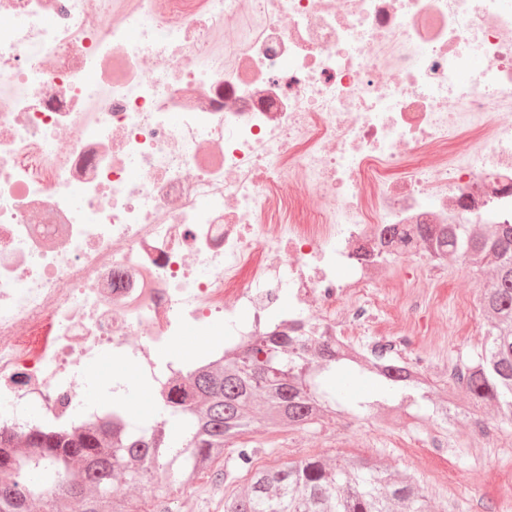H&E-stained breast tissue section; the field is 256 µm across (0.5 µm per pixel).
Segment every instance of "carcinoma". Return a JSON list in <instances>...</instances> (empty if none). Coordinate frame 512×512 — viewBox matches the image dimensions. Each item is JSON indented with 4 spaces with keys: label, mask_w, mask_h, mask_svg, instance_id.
Instances as JSON below:
<instances>
[{
    "label": "carcinoma",
    "mask_w": 512,
    "mask_h": 512,
    "mask_svg": "<svg viewBox=\"0 0 512 512\" xmlns=\"http://www.w3.org/2000/svg\"><path fill=\"white\" fill-rule=\"evenodd\" d=\"M467 256L471 265L492 272L480 298L488 321L486 340L459 375L472 407L492 410L512 422V224H458L448 250H429L433 260ZM348 359L329 347L325 336H263L243 355L227 357L199 372L187 388L172 389L171 408L191 416L188 423L163 413L148 429L122 439L108 426L66 432L34 431L16 441L0 430V512H141L117 481L143 484L144 462L164 460L172 448H186L181 467L185 485L196 487L234 447L236 469L249 475L240 491L224 496V512H428L425 495L409 474L394 475L375 462L345 459L330 463L307 456L277 466H257V447L240 436L260 426L271 433L306 429L336 413L331 376ZM384 387L411 404L418 395L432 404V415L448 422V405L429 397L430 385L403 367L360 365ZM44 472L57 479L52 495L34 482ZM150 498L153 512H172L170 493L160 482Z\"/></svg>",
    "instance_id": "1"
}]
</instances>
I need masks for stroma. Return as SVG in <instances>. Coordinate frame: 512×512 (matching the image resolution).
<instances>
[{"label":"stroma","mask_w":512,"mask_h":512,"mask_svg":"<svg viewBox=\"0 0 512 512\" xmlns=\"http://www.w3.org/2000/svg\"><path fill=\"white\" fill-rule=\"evenodd\" d=\"M488 278L487 272L460 265L451 258L438 263L432 286L442 305L425 319L424 325L429 331L450 336L449 358L466 362L480 348L487 329L485 319L476 317L473 336L458 335L461 315L455 312L453 299L461 291L478 297ZM455 402L462 411L447 424L425 416L412 418L400 410L390 423L379 425L347 411L305 430H254L248 438L258 448L256 463L260 466L314 454L337 460L370 457L382 467L414 476L430 512H512V423H497L499 446L479 465L481 473H474L477 465L465 444L473 417L464 410L463 391H456ZM430 434L447 435L457 446L446 454L425 447Z\"/></svg>","instance_id":"35a3bbf8"}]
</instances>
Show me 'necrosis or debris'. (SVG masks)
<instances>
[{"label":"necrosis or debris","mask_w":512,"mask_h":512,"mask_svg":"<svg viewBox=\"0 0 512 512\" xmlns=\"http://www.w3.org/2000/svg\"><path fill=\"white\" fill-rule=\"evenodd\" d=\"M511 223L512 0H0L15 438L132 433L149 417L95 366L159 402L262 336L455 381L423 260L449 225ZM112 373H120L125 375L127 378V381L129 383V393L127 395V405L129 412L139 417L140 414L145 410V408H151L152 411H156L155 407L156 405L153 404L150 393L147 389V387L138 381V378L135 377V375L132 373L130 369L125 367L120 362H114L112 364V370L108 369H102V370H96L94 372V376H103V375H109Z\"/></svg>","instance_id":"necrosis-or-debris-1"}]
</instances>
